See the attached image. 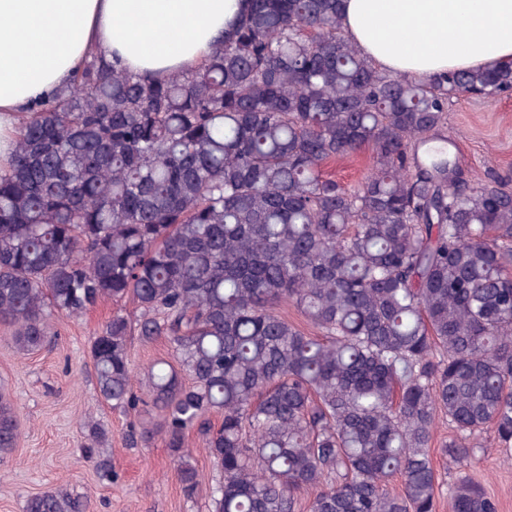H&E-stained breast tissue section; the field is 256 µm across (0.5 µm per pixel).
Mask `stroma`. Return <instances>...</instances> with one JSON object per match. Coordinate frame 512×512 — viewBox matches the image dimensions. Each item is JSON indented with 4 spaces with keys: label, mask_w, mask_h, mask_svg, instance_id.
<instances>
[{
    "label": "stroma",
    "mask_w": 512,
    "mask_h": 512,
    "mask_svg": "<svg viewBox=\"0 0 512 512\" xmlns=\"http://www.w3.org/2000/svg\"><path fill=\"white\" fill-rule=\"evenodd\" d=\"M442 135L463 173L491 175L512 187V94L494 102L452 99ZM373 164L366 147L327 163L322 172L354 186ZM111 316V306L104 305L78 319L55 318V341L29 351L15 344L12 329L0 325V394L14 404L20 420L17 446L0 462V512H23L28 496L58 484L87 498L89 512H207L218 473L201 441L189 439L201 474L199 493L189 500L163 440L127 446L125 435L137 415L98 399L90 344ZM87 417L103 427L99 451L111 459L112 480L102 479L84 454L90 439L81 422ZM469 473L498 499L499 512H512V463L503 462L493 435H486Z\"/></svg>",
    "instance_id": "35a3bbf8"
}]
</instances>
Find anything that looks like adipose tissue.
<instances>
[{
  "label": "adipose tissue",
  "mask_w": 512,
  "mask_h": 512,
  "mask_svg": "<svg viewBox=\"0 0 512 512\" xmlns=\"http://www.w3.org/2000/svg\"><path fill=\"white\" fill-rule=\"evenodd\" d=\"M242 0H0V170L23 108L94 53L165 75L198 63ZM346 36L381 69L426 78L512 59V0H344Z\"/></svg>",
  "instance_id": "adipose-tissue-1"
}]
</instances>
